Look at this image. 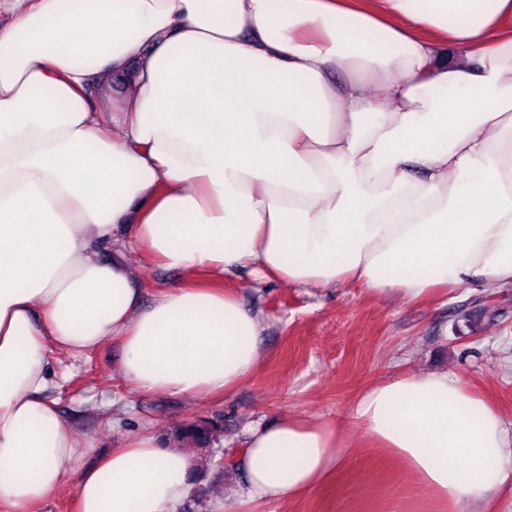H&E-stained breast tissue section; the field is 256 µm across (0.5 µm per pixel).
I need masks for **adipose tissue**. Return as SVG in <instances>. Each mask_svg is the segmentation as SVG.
Masks as SVG:
<instances>
[{
    "mask_svg": "<svg viewBox=\"0 0 512 512\" xmlns=\"http://www.w3.org/2000/svg\"><path fill=\"white\" fill-rule=\"evenodd\" d=\"M0 512H175L194 458L149 433L84 465L55 352L115 341L137 391L225 395L264 326L226 273L424 303L512 283V0H0ZM455 48L446 58L447 48ZM131 77L96 105L89 87ZM184 271L150 304L134 254ZM351 417L443 505L512 479V431L445 372ZM343 424L248 433L239 504L347 461ZM41 510L43 512H77L73 479L60 492L51 496Z\"/></svg>",
    "mask_w": 512,
    "mask_h": 512,
    "instance_id": "obj_1",
    "label": "adipose tissue"
}]
</instances>
